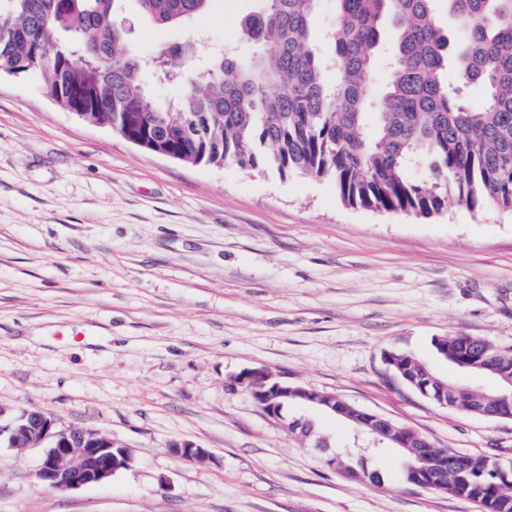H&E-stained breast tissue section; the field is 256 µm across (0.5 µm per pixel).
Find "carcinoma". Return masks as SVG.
I'll use <instances>...</instances> for the list:
<instances>
[{
  "instance_id": "obj_1",
  "label": "carcinoma",
  "mask_w": 512,
  "mask_h": 512,
  "mask_svg": "<svg viewBox=\"0 0 512 512\" xmlns=\"http://www.w3.org/2000/svg\"><path fill=\"white\" fill-rule=\"evenodd\" d=\"M122 2L0 0V74L33 75L61 109L79 108L124 137L161 141L183 163L329 178L344 202L389 212L431 216L450 203L512 212V0H334L323 30L314 26L322 0H259L240 22L248 56L214 58L167 106L152 99L117 21ZM210 2L136 0L158 27L204 16ZM388 29L391 79L380 90L376 59ZM320 42L330 54L317 51ZM187 52L186 44L162 46L156 80H177L169 61ZM330 67L332 85L324 80ZM474 84L485 90L479 101L469 94ZM465 345L462 371L508 387L499 372L512 375V348L462 334L433 341L452 366L450 355ZM391 362L413 389L430 375L412 353L394 351ZM440 384L451 409L512 417V401L500 404L498 392ZM398 452L402 480L426 482L429 459ZM448 459L459 465L443 493L481 512H512V459Z\"/></svg>"
}]
</instances>
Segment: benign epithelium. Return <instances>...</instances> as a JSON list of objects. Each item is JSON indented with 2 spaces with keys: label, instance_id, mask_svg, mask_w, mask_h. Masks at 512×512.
Returning <instances> with one entry per match:
<instances>
[{
  "label": "benign epithelium",
  "instance_id": "obj_1",
  "mask_svg": "<svg viewBox=\"0 0 512 512\" xmlns=\"http://www.w3.org/2000/svg\"><path fill=\"white\" fill-rule=\"evenodd\" d=\"M236 383L251 394L267 415L276 419L280 418L279 398L292 394L308 399L313 396L312 392L298 385L283 383L261 369L240 373ZM358 415V423L375 434L378 444L391 442L397 448L433 449L432 442L418 432L407 437L403 427L377 414L360 411ZM10 440L23 449L46 446L38 476L58 488L70 489L101 483L129 462V457L109 452V449L118 446L112 439L106 436L99 438L97 432L88 429L56 432L54 421L45 415H39L32 423L11 430Z\"/></svg>",
  "mask_w": 512,
  "mask_h": 512
}]
</instances>
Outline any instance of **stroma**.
Returning <instances> with one entry per match:
<instances>
[{"label": "stroma", "mask_w": 512, "mask_h": 512, "mask_svg": "<svg viewBox=\"0 0 512 512\" xmlns=\"http://www.w3.org/2000/svg\"><path fill=\"white\" fill-rule=\"evenodd\" d=\"M257 0H213L194 26L122 14L143 59L206 32L197 75L242 45ZM468 334L512 346V213L455 204L429 217L351 207L335 184L272 168L188 165L60 109L37 78L0 76V409L94 429L129 463L104 483L37 477L43 448L0 444V512H480L335 465L369 440L303 406L304 443L230 380L263 368L411 427L438 447L512 458V419L438 406L385 364L408 351L438 377L493 392L432 346ZM206 449L198 462L177 443Z\"/></svg>", "instance_id": "35a3bbf8"}]
</instances>
